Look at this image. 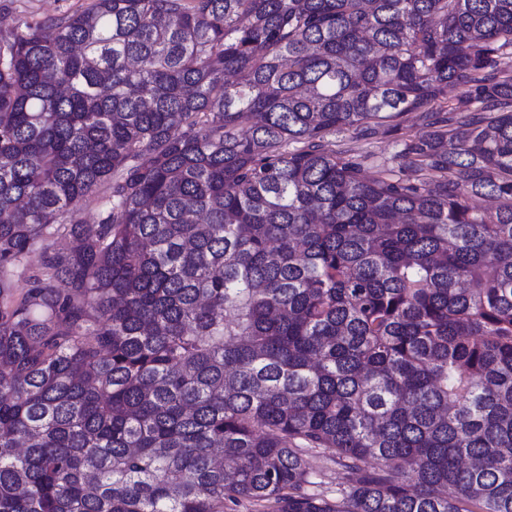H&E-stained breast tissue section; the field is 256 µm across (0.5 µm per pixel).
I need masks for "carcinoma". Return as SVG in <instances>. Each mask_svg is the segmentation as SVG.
I'll return each instance as SVG.
<instances>
[{
    "label": "carcinoma",
    "mask_w": 512,
    "mask_h": 512,
    "mask_svg": "<svg viewBox=\"0 0 512 512\" xmlns=\"http://www.w3.org/2000/svg\"><path fill=\"white\" fill-rule=\"evenodd\" d=\"M510 50L512 0L1 32L0 512H512ZM406 112L402 176L326 140ZM303 457L310 472L311 483L306 486L310 493L336 497L345 480V472L336 466L333 455L327 448H306Z\"/></svg>",
    "instance_id": "cac0c4a2"
}]
</instances>
